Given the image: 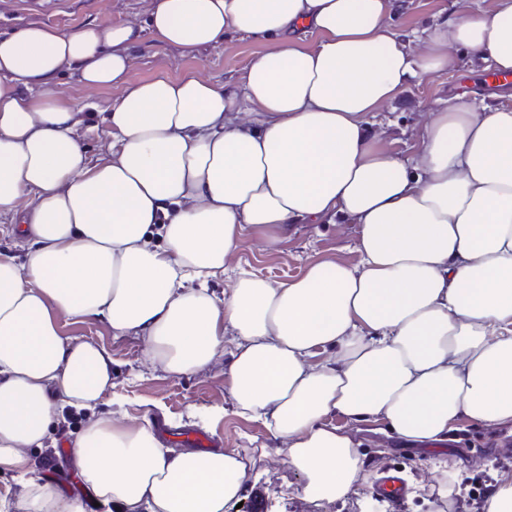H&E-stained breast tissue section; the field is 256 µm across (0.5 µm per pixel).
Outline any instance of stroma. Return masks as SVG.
I'll return each mask as SVG.
<instances>
[{
    "label": "stroma",
    "mask_w": 512,
    "mask_h": 512,
    "mask_svg": "<svg viewBox=\"0 0 512 512\" xmlns=\"http://www.w3.org/2000/svg\"><path fill=\"white\" fill-rule=\"evenodd\" d=\"M395 23L404 30L421 28L455 13L459 0H396ZM148 0H0V32L29 25L67 30L107 17L144 22ZM266 41L233 36L223 46L186 54L146 37L134 49V78L152 77L160 66L170 71L196 69L201 77L221 80L242 74ZM488 64L463 55L448 70L415 81L402 100L383 111L380 141L391 153L406 158L412 153L429 112L450 105L452 98L494 103L511 96L512 87L486 90ZM357 227L343 221L331 224H298L278 248L258 242L245 247L226 265L222 275L211 278L209 288L223 295L232 288L240 271H250L272 282L302 274L314 261L332 260L357 264ZM62 332L73 342L103 345L112 355V386L100 401L98 413L129 422H164L169 428H188L212 439L215 447L237 448L252 459V474L242 499L244 506H262L263 512H369L373 485L388 468L404 472L409 495L403 503L383 501L381 512H455L457 500L478 492L486 478L501 480L506 469L496 464L487 446L512 443V432L460 419L448 438L425 444H407L380 422L362 423L357 435L365 463L366 478L333 502L304 496L303 479L287 465L278 442L261 422L247 419L235 410L226 378V360L217 358L208 367L186 376L169 374L161 365L144 358L142 337L113 335L100 320L64 321ZM224 409L217 425L206 415L212 407ZM87 421L85 412L63 410L41 447L25 449L35 477L55 485L64 496L83 502L85 512H106L95 507L67 459L56 458L57 444L71 443Z\"/></svg>",
    "instance_id": "stroma-1"
}]
</instances>
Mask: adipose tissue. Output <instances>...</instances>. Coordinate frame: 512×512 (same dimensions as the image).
Wrapping results in <instances>:
<instances>
[{
    "label": "adipose tissue",
    "instance_id": "ef3b65f1",
    "mask_svg": "<svg viewBox=\"0 0 512 512\" xmlns=\"http://www.w3.org/2000/svg\"><path fill=\"white\" fill-rule=\"evenodd\" d=\"M480 3L410 35L393 0H151L142 24L0 34V234L28 246L22 264L0 253V471L24 488L0 512H84L24 455L112 380L110 352L64 336V317L143 336L175 376L229 354L237 413L319 501L363 478L355 424L408 442L447 438L463 416L512 428V102L431 113L406 161L374 128L457 47L512 73V0ZM147 31L186 53L229 32L271 46L236 79L135 80ZM66 76L117 95L103 110L65 101ZM95 129L94 157L78 133ZM335 216L357 226V265L207 288L247 240L273 248ZM68 457L114 512H227L248 476L238 449L163 448L150 424L109 416Z\"/></svg>",
    "mask_w": 512,
    "mask_h": 512
}]
</instances>
